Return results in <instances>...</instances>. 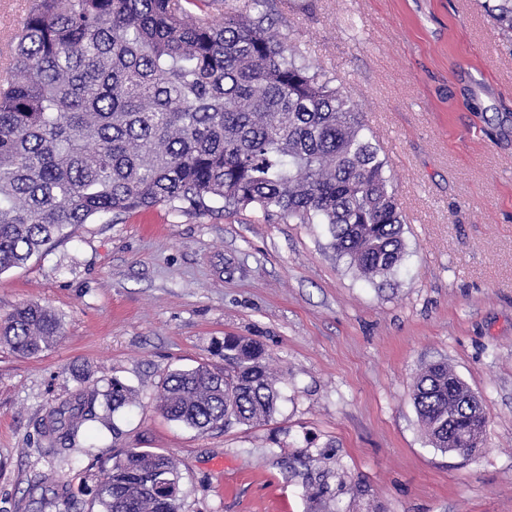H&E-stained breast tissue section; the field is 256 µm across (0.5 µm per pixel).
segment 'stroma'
I'll list each match as a JSON object with an SVG mask.
<instances>
[{"label":"stroma","instance_id":"35a3bbf8","mask_svg":"<svg viewBox=\"0 0 512 512\" xmlns=\"http://www.w3.org/2000/svg\"><path fill=\"white\" fill-rule=\"evenodd\" d=\"M276 8L389 161L403 265L368 283L323 225L254 209L161 204L67 227L0 274V320L37 303L62 324L40 355L0 345V512H101L95 488L124 448L171 456L179 512H512V36L485 0ZM228 335L271 353L273 419L205 433L168 420L166 376L223 364ZM437 361L487 410L471 457L432 447L419 423L412 384ZM115 378L134 391L116 431L40 451L51 407Z\"/></svg>","mask_w":512,"mask_h":512}]
</instances>
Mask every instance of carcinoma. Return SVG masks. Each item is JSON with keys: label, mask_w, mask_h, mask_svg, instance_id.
<instances>
[{"label": "carcinoma", "mask_w": 512, "mask_h": 512, "mask_svg": "<svg viewBox=\"0 0 512 512\" xmlns=\"http://www.w3.org/2000/svg\"><path fill=\"white\" fill-rule=\"evenodd\" d=\"M216 0H39L12 38L0 95V273L26 263L65 227L160 204L258 208L324 224L336 255L373 280L406 257L388 161L351 98L279 31L274 0L211 19ZM487 11L512 33V0ZM48 308L0 322V344L37 355L60 335ZM265 348L224 337V366L175 370L161 409L201 433L256 425L279 392ZM470 387L445 363L412 397L431 445L478 448L485 418L461 412ZM132 398L118 379L89 384L40 423L53 450L88 422L108 423ZM103 512H178L179 477L162 452L126 448L95 489Z\"/></svg>", "instance_id": "cac0c4a2"}]
</instances>
